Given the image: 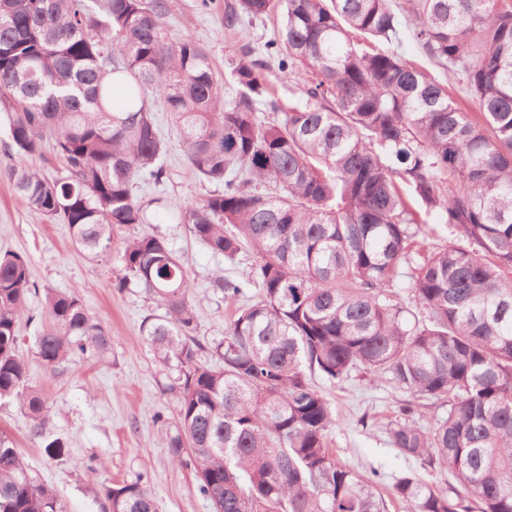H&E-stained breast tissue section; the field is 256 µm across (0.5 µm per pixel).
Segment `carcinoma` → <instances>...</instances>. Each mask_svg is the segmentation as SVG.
Listing matches in <instances>:
<instances>
[{
    "label": "carcinoma",
    "instance_id": "carcinoma-1",
    "mask_svg": "<svg viewBox=\"0 0 512 512\" xmlns=\"http://www.w3.org/2000/svg\"><path fill=\"white\" fill-rule=\"evenodd\" d=\"M277 7L278 36L233 71L226 105L206 50L172 39L160 0H0L11 140L0 175L31 213L103 254L115 229L146 223L134 182L166 178L159 101L187 164L224 185L180 213L212 254L252 259L247 279L213 282L229 300L259 289L224 339L194 336L193 285L163 237L128 240L112 281L164 306L141 335L179 392L167 447L214 512H386L377 472L329 448L338 415L309 379L336 384L359 368L408 395L389 423L392 447L451 477L405 475L393 500L406 512H512V0H235L225 26ZM405 40L477 111L406 58ZM269 59L300 82L304 103L261 116ZM47 143L64 168L53 179L29 165ZM428 222L456 238L427 247ZM34 291L29 260L0 254V401H18L43 436L46 399L17 352ZM37 318L49 369L109 347L75 290L46 289ZM207 352L213 362H199ZM436 401L443 414L419 426L418 409ZM102 495L105 512H159L139 480ZM0 512H61L4 433Z\"/></svg>",
    "mask_w": 512,
    "mask_h": 512
}]
</instances>
